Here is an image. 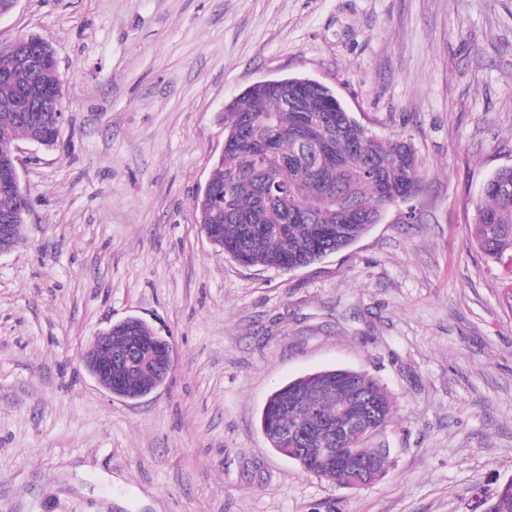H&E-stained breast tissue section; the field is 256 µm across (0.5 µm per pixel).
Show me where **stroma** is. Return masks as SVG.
Here are the masks:
<instances>
[{
    "instance_id": "obj_1",
    "label": "stroma",
    "mask_w": 512,
    "mask_h": 512,
    "mask_svg": "<svg viewBox=\"0 0 512 512\" xmlns=\"http://www.w3.org/2000/svg\"><path fill=\"white\" fill-rule=\"evenodd\" d=\"M55 51L56 145L22 140L0 255V512H485L512 480V272L473 237L512 167V0H18ZM331 88L421 161L415 197L290 272L225 256L193 202L250 85ZM173 368L125 399L81 354L126 318ZM334 368L390 393L385 476L336 487L269 447L271 393Z\"/></svg>"
}]
</instances>
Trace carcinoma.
<instances>
[{
  "label": "carcinoma",
  "instance_id": "1",
  "mask_svg": "<svg viewBox=\"0 0 512 512\" xmlns=\"http://www.w3.org/2000/svg\"><path fill=\"white\" fill-rule=\"evenodd\" d=\"M47 61L30 74L11 53L0 51V144L26 138L54 146L49 123L61 91L54 49L44 38ZM231 148L213 162L211 188L224 203L201 193L197 223L237 262L282 271L307 267L357 241L387 207L419 189L420 162L412 143L365 129L332 89L304 77L251 85L224 113ZM474 239L492 262L512 268V167L496 171L476 206ZM112 326V357L129 354L135 341L156 342L142 320ZM138 388L153 390L165 367L141 360ZM355 384L390 425L393 403L378 381L350 369H325L275 389L264 405L261 430L277 451L345 448L323 423L336 418L332 389ZM485 512H512V487L487 500Z\"/></svg>",
  "mask_w": 512,
  "mask_h": 512
}]
</instances>
